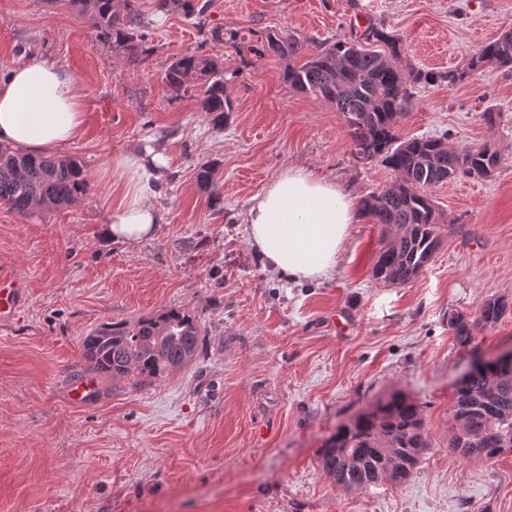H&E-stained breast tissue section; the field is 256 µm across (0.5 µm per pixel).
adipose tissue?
I'll use <instances>...</instances> for the list:
<instances>
[{
  "instance_id": "obj_1",
  "label": "adipose tissue",
  "mask_w": 512,
  "mask_h": 512,
  "mask_svg": "<svg viewBox=\"0 0 512 512\" xmlns=\"http://www.w3.org/2000/svg\"><path fill=\"white\" fill-rule=\"evenodd\" d=\"M86 91L55 60L12 67L0 82V143L32 154L76 142L85 125ZM166 159L151 146L115 155L103 176L113 196L104 236L133 245L152 238L164 213L154 187ZM355 221L351 199L335 183L305 169H290L255 195L246 215L248 242L258 257L292 283L330 276Z\"/></svg>"
}]
</instances>
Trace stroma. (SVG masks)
Masks as SVG:
<instances>
[{
    "mask_svg": "<svg viewBox=\"0 0 512 512\" xmlns=\"http://www.w3.org/2000/svg\"><path fill=\"white\" fill-rule=\"evenodd\" d=\"M140 5L157 51L133 66L65 6L0 0V79L49 57L86 90L84 132L66 153L90 182L66 208L23 217L0 204V275L27 288L18 315L0 323V512H512V452L484 461L448 448L456 380L475 356L512 346V307L463 348L448 327L449 311L473 317L491 297L512 304V73L489 67L422 89L399 116L401 136L444 134L458 148L492 143L502 153L491 179L432 188L446 233L411 283L373 279L378 229L365 219L352 224L335 272L302 284L264 266L245 224L252 197L291 168L355 201L395 178L354 158L333 104L283 84V61L260 49L265 32L295 35L310 55L381 24L401 39L400 68L447 71L512 28V0H210L209 26L238 34L222 45L155 0ZM190 51L224 60L236 105L224 129L194 98L163 91L169 58ZM490 103L502 112L493 128L480 117ZM135 145L165 150L156 197L165 220L130 246L102 236V174ZM211 159L218 215L194 177ZM171 307L198 316L196 361L148 385L121 381L69 400L87 369L85 336ZM335 315L347 330L330 325ZM394 394L425 417L416 474L337 487L318 448Z\"/></svg>",
    "mask_w": 512,
    "mask_h": 512,
    "instance_id": "stroma-1",
    "label": "stroma"
}]
</instances>
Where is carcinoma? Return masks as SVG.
<instances>
[{"mask_svg":"<svg viewBox=\"0 0 512 512\" xmlns=\"http://www.w3.org/2000/svg\"><path fill=\"white\" fill-rule=\"evenodd\" d=\"M88 21L97 40L121 52L131 63L145 64L154 47L147 41L149 25L139 0H67ZM156 10L178 11L204 27L209 4L204 0H156ZM401 39L382 25L368 26L356 40L319 46L304 55L303 43L291 34L269 31L261 47L285 62L281 80L288 89L336 105L345 118L360 161H379L395 178L358 203L362 217L379 230L380 249L372 277L389 285L412 282L442 243L436 205L429 190L459 177L487 180L501 163L492 144L458 149L445 137L403 138L397 119L414 90L435 84L455 87L488 66L512 69V30L482 46L463 66L448 72L396 65ZM168 100L197 97L201 110L219 130L233 99L226 92L221 57L206 52L178 55L162 73ZM218 162L195 169L200 189L208 193L213 210L220 212L222 197L215 188ZM89 190L84 162L74 156L33 155L0 146V203L27 215L39 205L68 207ZM509 303L487 299L470 317L448 312V327L457 344L468 346L474 333L496 325ZM203 330L194 313L169 308L132 325L107 323L85 337L83 356L102 384L129 381L133 385L163 380L196 359ZM452 416L457 432L448 448L464 458L492 460L512 451V366L476 373L454 386ZM429 448L421 407L395 394L376 411L340 427L317 456L321 472L349 492L382 481L406 483L417 471Z\"/></svg>","mask_w":512,"mask_h":512,"instance_id":"obj_1","label":"carcinoma"}]
</instances>
